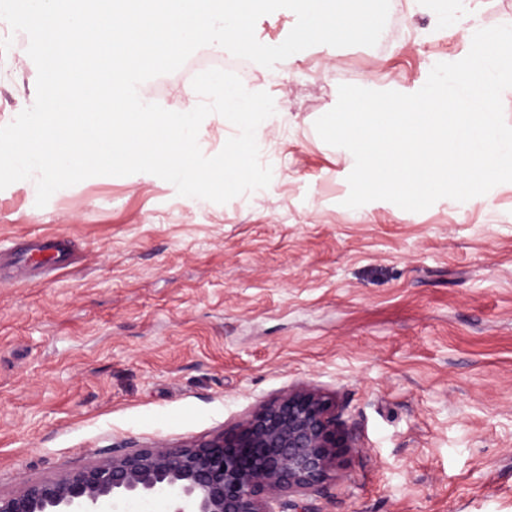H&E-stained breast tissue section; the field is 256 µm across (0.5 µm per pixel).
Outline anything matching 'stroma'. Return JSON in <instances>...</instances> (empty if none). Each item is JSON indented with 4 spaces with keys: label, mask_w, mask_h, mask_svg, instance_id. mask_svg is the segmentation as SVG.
Here are the masks:
<instances>
[{
    "label": "stroma",
    "mask_w": 512,
    "mask_h": 512,
    "mask_svg": "<svg viewBox=\"0 0 512 512\" xmlns=\"http://www.w3.org/2000/svg\"><path fill=\"white\" fill-rule=\"evenodd\" d=\"M373 47L317 45L251 91L273 178L227 203L148 173L95 176L35 205L0 190V247L51 236L77 263L0 276V493L130 442L213 438L301 386L335 404L336 476L307 512H512V184L484 203L422 212L345 207L342 148L314 122L338 87L418 91L466 56L418 0ZM474 28L512 24V0H463ZM19 45L0 55V126L36 97Z\"/></svg>",
    "instance_id": "stroma-1"
}]
</instances>
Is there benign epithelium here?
<instances>
[{"instance_id": "7a95c632", "label": "benign epithelium", "mask_w": 512, "mask_h": 512, "mask_svg": "<svg viewBox=\"0 0 512 512\" xmlns=\"http://www.w3.org/2000/svg\"><path fill=\"white\" fill-rule=\"evenodd\" d=\"M345 447L332 403L287 389L234 428L179 447L131 445L58 477L0 494V512H101L148 496L166 512H300L291 496L318 490Z\"/></svg>"}]
</instances>
